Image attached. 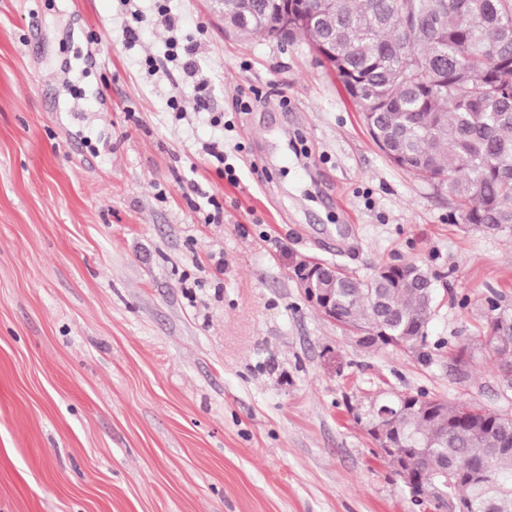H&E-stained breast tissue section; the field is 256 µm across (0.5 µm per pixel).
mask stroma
<instances>
[{
    "mask_svg": "<svg viewBox=\"0 0 512 512\" xmlns=\"http://www.w3.org/2000/svg\"><path fill=\"white\" fill-rule=\"evenodd\" d=\"M172 11L208 110L149 73L151 0H0V512H423L366 423L420 392L512 416L484 340L512 235L391 163L305 39ZM310 260L428 268L424 353L361 346L308 301Z\"/></svg>",
    "mask_w": 512,
    "mask_h": 512,
    "instance_id": "35a3bbf8",
    "label": "stroma"
}]
</instances>
